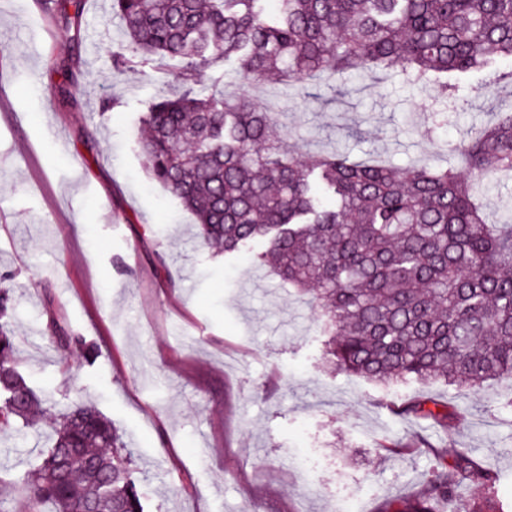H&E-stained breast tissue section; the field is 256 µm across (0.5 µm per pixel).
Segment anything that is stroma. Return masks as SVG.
Instances as JSON below:
<instances>
[{"mask_svg":"<svg viewBox=\"0 0 512 512\" xmlns=\"http://www.w3.org/2000/svg\"><path fill=\"white\" fill-rule=\"evenodd\" d=\"M111 16V0H86L75 40L42 0H0V283L29 386L55 410L80 397L115 423L146 512H336L366 485L362 512H388L423 493L435 457L461 455L496 488L462 487L459 502L512 512V383L383 385L328 365L317 311L256 261L261 245L201 247L194 215L149 179L139 117L174 71L115 72L125 38ZM275 97L276 134L299 153L336 147L399 167L443 162L447 144L512 110L511 86L467 94L430 140L431 91L395 72ZM53 314L78 339L64 353L46 338ZM417 399L457 417L445 428L402 415ZM47 446L43 427L0 438L7 512H32L17 479Z\"/></svg>","mask_w":512,"mask_h":512,"instance_id":"1","label":"stroma"}]
</instances>
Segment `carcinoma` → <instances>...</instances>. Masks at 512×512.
<instances>
[{"label": "carcinoma", "instance_id": "obj_1", "mask_svg": "<svg viewBox=\"0 0 512 512\" xmlns=\"http://www.w3.org/2000/svg\"><path fill=\"white\" fill-rule=\"evenodd\" d=\"M112 0L131 58L117 72L159 63L175 85L154 99L139 149L150 176L191 211L206 246L224 253L265 243L258 259L311 297L336 370L371 382L440 379L476 390L512 380V218L492 220L474 183L512 179V112L447 144L452 163L404 168L350 152L304 158L271 131L280 113L253 96L196 89L224 64L243 82L271 74L299 88L346 73L398 71L432 86L426 134L451 121L462 82L512 84V0ZM80 37L84 0H43ZM8 288L0 289V437L38 414L50 448L22 484L52 512H144L122 436L89 404L55 414L15 366ZM61 351L77 338L55 319ZM405 413L444 426L449 407L419 400ZM467 457L437 458L426 492L396 512H446L462 486L492 487Z\"/></svg>", "mask_w": 512, "mask_h": 512}]
</instances>
